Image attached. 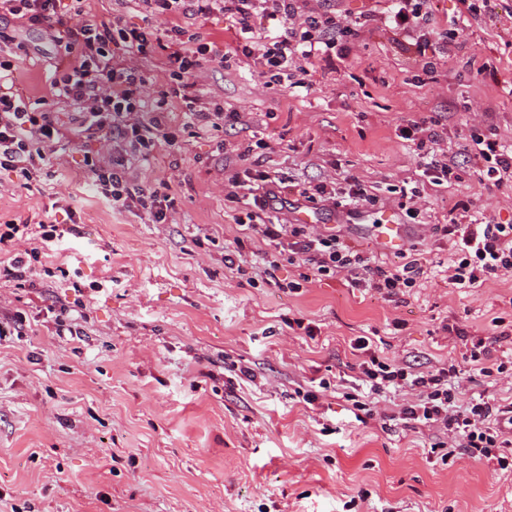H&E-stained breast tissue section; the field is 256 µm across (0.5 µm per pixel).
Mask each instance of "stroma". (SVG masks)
Segmentation results:
<instances>
[{
	"instance_id": "stroma-1",
	"label": "stroma",
	"mask_w": 512,
	"mask_h": 512,
	"mask_svg": "<svg viewBox=\"0 0 512 512\" xmlns=\"http://www.w3.org/2000/svg\"><path fill=\"white\" fill-rule=\"evenodd\" d=\"M80 8L99 23L143 22L135 0ZM428 8L438 43L429 72L380 17L346 40L344 61L319 64L301 87L264 88L233 63L202 69L200 101L223 99L236 118L196 135L174 100L180 151L126 159L138 182H170L167 223L113 210L95 192L87 162L110 154L96 140L64 145L28 189L0 169V224L47 217L65 232L40 246L31 281L0 280V512H512V468L394 421L409 392L376 397L378 415L392 417L384 426L357 406L360 336L424 371L459 357L461 328L512 362V343L493 340L494 318L512 325V276L452 287L455 250L432 232L466 214L512 224V182L484 185L464 151L475 131L512 144V0H485L475 18L460 0ZM0 32V61L14 64L18 87L69 111L51 91L58 46L16 21ZM423 119L455 155L458 181L434 186L418 175L414 145L398 130ZM249 145L261 170L295 184L357 175L376 197L359 214L292 195L278 219L339 235L389 265L403 257L379 251L377 227L401 224L407 243L426 249L416 288L387 298L334 277L304 283L298 258L281 259L277 272L296 290L262 284L265 246L224 199ZM63 195L66 211L54 206ZM73 212L82 218L74 235ZM63 307L75 335L54 334ZM293 319L313 335L289 329ZM320 380L328 390L305 404ZM479 395L512 401V376L471 372L456 403Z\"/></svg>"
}]
</instances>
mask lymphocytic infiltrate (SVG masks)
<instances>
[{
  "label": "lymphocytic infiltrate",
  "mask_w": 512,
  "mask_h": 512,
  "mask_svg": "<svg viewBox=\"0 0 512 512\" xmlns=\"http://www.w3.org/2000/svg\"><path fill=\"white\" fill-rule=\"evenodd\" d=\"M62 0H0V20L12 18L44 29L61 49L52 82L57 98L69 101L74 110L68 116L33 107L29 98L16 91V76L10 64L0 62V168L12 171L22 183L31 182L51 163L53 154L72 130L112 148L110 162L90 165L98 195L118 210H142L153 223L167 221L173 204L169 181L135 183L125 166L129 155L150 156L159 148L176 150L180 142L166 120L171 98L189 105V119L199 130L214 131L224 126V102L211 100L207 107L194 109L195 77L205 66L223 67L227 56L213 42H198L181 23L185 17H205L215 12L234 20L236 50L252 62L264 87L280 85L284 76L314 60L333 62L345 58L340 42L343 29L334 13L308 10L300 0H138L145 23L130 26L121 20L74 23ZM426 0H390L389 27L408 38L417 55L430 44ZM265 20L263 36H256L252 21ZM164 21L165 37H158L153 22ZM124 56H116L115 47ZM149 54L160 56L169 80L168 91L153 103H146V78L130 58ZM403 139L416 146L418 165L432 185L439 186L455 175L456 162L440 149L441 136L428 122H412L401 128ZM471 160L481 181L497 186L512 180V146L472 134ZM313 199H331L336 183L322 180L311 186L293 187L272 180L266 172L244 169L227 179V201L239 204L235 223L246 224L265 243V281L277 283L276 272L283 252L302 256L313 275L340 277L354 288H373L395 296L415 287V263L384 267L371 264L356 250L333 234L307 230L302 224L273 221V204L287 205L291 192ZM434 232L454 236L458 258L449 268L448 280L458 288H477L486 281L512 274V224L470 221L437 224ZM59 236L54 222L38 224L8 221L0 225V246L9 247L7 259L0 260V279L25 282L36 274L30 259L35 242H51ZM464 345L460 362L428 371L385 361L370 352L367 337L355 339L353 347L366 351L360 365L363 384L370 393L387 389H409L415 398L400 409V418L412 428L436 427L463 440L474 458L496 461L499 468L512 465V403L501 405L488 398L471 400L455 409L453 389L465 369L490 377L506 373L505 364L494 363L483 341H472L457 330Z\"/></svg>",
  "instance_id": "1"
}]
</instances>
